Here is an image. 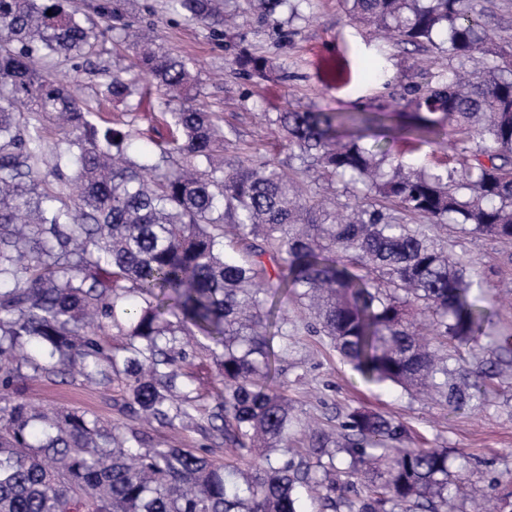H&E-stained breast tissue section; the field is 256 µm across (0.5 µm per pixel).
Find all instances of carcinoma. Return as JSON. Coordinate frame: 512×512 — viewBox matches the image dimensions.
Instances as JSON below:
<instances>
[{
	"label": "carcinoma",
	"instance_id": "1",
	"mask_svg": "<svg viewBox=\"0 0 512 512\" xmlns=\"http://www.w3.org/2000/svg\"><path fill=\"white\" fill-rule=\"evenodd\" d=\"M348 2L354 19L402 44L445 35L459 66L412 86L396 126L386 112L276 115L299 157L360 185L353 215L338 222L266 162L224 167L223 119L193 104L192 61L137 34L129 48L153 88L106 68L95 101L131 113L154 94L177 108L170 138L131 155L133 121L96 123L92 105L52 78L60 53L76 72L93 64L98 25L68 0H0V512H304L301 491L313 484L321 512L448 508V449L405 448L403 424L361 410L336 438L293 448L302 420L267 385L277 357L258 282L264 256L364 379L427 387L456 410L487 392L449 367L448 344L479 333L489 314L470 299L472 263L452 257L437 230L512 241V72L483 50L462 0ZM169 4L201 23L216 13L215 0ZM96 13L118 20L122 2ZM272 68L252 55L231 64L258 78ZM447 124L462 163L430 172L341 134L424 138ZM386 202L424 223L388 216ZM193 328L219 348L223 389L209 408L185 364ZM27 345L38 355L16 358ZM24 367L118 382L129 408L164 428H189L204 411L246 468L147 447L140 432L86 411H36L16 396Z\"/></svg>",
	"mask_w": 512,
	"mask_h": 512
}]
</instances>
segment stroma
<instances>
[{
  "label": "stroma",
  "instance_id": "obj_1",
  "mask_svg": "<svg viewBox=\"0 0 512 512\" xmlns=\"http://www.w3.org/2000/svg\"><path fill=\"white\" fill-rule=\"evenodd\" d=\"M473 11L493 38L487 50L500 64L512 63V0H469ZM347 0H298L295 9H283L268 22L252 0H224L223 11L236 21L202 24L172 12L168 0H126L125 20L145 36H158L166 51L194 60L197 106L224 115V158L266 161L295 179L308 194L324 200L338 217L351 215L359 191L353 186L321 178L281 144L270 120L276 113L393 112L408 86L423 84L456 67V58L441 49L417 51L384 40L349 17ZM269 59L274 70L265 80L230 73L227 65L241 50ZM455 131L427 140L388 138L391 154L418 167L448 162ZM448 247L475 264L478 284L473 295L492 313L490 323L474 340L459 345L453 355L457 366L468 370L495 367L486 400L461 411L427 398L409 396L400 388L365 382L331 348L325 337L309 327L308 314L293 294L277 286V268L267 264L266 279L277 291L269 298L279 370L276 384L301 410L313 427L338 429L356 408L374 411L403 423L412 448H444L451 472L461 480V492L451 512H471L472 498L486 500L497 512L499 488L512 483V362L502 360L501 337L512 336V243L460 232L447 227ZM287 322L288 338L277 335V323ZM18 394L39 409L77 408L101 422L137 429L150 441H167L211 459L224 458L222 437L198 420L189 429L170 430L125 408V393L116 384L91 385L77 374L50 379H21Z\"/></svg>",
  "mask_w": 512,
  "mask_h": 512
}]
</instances>
